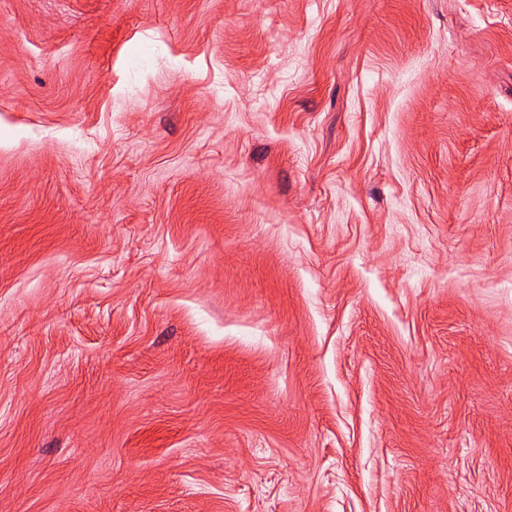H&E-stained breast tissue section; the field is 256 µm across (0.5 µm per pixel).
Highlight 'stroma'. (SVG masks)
Wrapping results in <instances>:
<instances>
[{"label": "stroma", "instance_id": "35a3bbf8", "mask_svg": "<svg viewBox=\"0 0 512 512\" xmlns=\"http://www.w3.org/2000/svg\"><path fill=\"white\" fill-rule=\"evenodd\" d=\"M0 512H512V0H0Z\"/></svg>", "mask_w": 512, "mask_h": 512}]
</instances>
